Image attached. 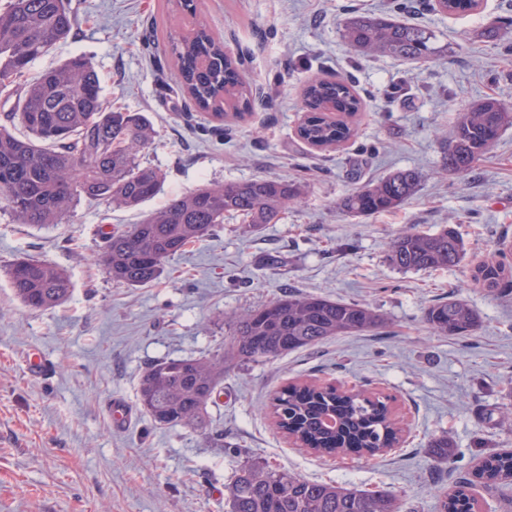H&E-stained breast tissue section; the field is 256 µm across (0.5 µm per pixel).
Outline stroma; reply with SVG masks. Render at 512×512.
<instances>
[{
  "mask_svg": "<svg viewBox=\"0 0 512 512\" xmlns=\"http://www.w3.org/2000/svg\"><path fill=\"white\" fill-rule=\"evenodd\" d=\"M398 0H70L67 39L36 60L29 76L75 55L90 57L103 98L145 113L154 138L145 152L164 175L138 210L80 204L68 223H14L0 208V512H224L234 472L266 462L306 479L363 491L387 490L412 512H435L439 489L471 478L482 457L512 450V285L475 288L469 260L512 242V126L468 173L442 167V146L461 112L494 97L512 108V0H480L451 16L416 0L402 20L435 31L443 53L418 64L350 54L346 13L395 9ZM204 23L240 59L253 108L216 123L176 86L164 47L170 33ZM343 79L363 99L356 136L319 151L297 135L303 88ZM419 171L415 196L388 213L354 218L337 204L397 169ZM256 177L300 182L305 200L286 219L251 231L235 220L186 248L144 287L112 281L96 255L108 234L138 223L171 195ZM452 225L467 260L402 273L387 260L402 230ZM47 260L70 273L63 303L32 310L6 276L17 258ZM321 294L365 305L385 319L375 332L250 363H227L207 405L224 431L211 447L187 427L154 425L138 405L145 368L166 358L228 347L236 313L283 295ZM473 306L472 335L439 336L423 321L433 303ZM46 359L29 375L30 354ZM333 384L390 396L405 432L381 458L354 452L319 457L293 445L265 412L289 383ZM128 401L131 423L111 425L107 405ZM447 435L455 460H435L429 441Z\"/></svg>",
  "mask_w": 512,
  "mask_h": 512,
  "instance_id": "stroma-1",
  "label": "stroma"
}]
</instances>
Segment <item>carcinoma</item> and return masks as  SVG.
Wrapping results in <instances>:
<instances>
[{"label":"carcinoma","instance_id":"1","mask_svg":"<svg viewBox=\"0 0 512 512\" xmlns=\"http://www.w3.org/2000/svg\"><path fill=\"white\" fill-rule=\"evenodd\" d=\"M479 0H436L449 15H465ZM75 18L64 0H10L0 10V94L16 97L12 114L27 131L15 135L0 126V204L17 224L37 227L63 224L82 202L136 209L161 190L159 170L143 161L152 140L150 120L141 112L106 109L100 81L84 56L68 58L21 84L29 65L48 54L71 33ZM347 49L367 57L386 56L405 62L430 59L436 34L418 23L383 15L351 13L343 22ZM174 58L177 79L194 107L224 119L225 106L241 118L251 104L249 83L239 62L223 42L199 23L188 36L172 37L166 46ZM306 113L298 135L320 150L337 149L357 134L354 118L362 99L343 80L315 78L303 90ZM512 124V111L486 98L460 113L454 136L444 151L445 168L470 171ZM420 175L398 169L360 187L340 202L353 217L391 211L413 196ZM302 185L257 177L208 184L172 196L167 203L125 230L106 237L99 261L113 280L132 287L157 281L164 264L211 234L226 218H240L255 230L277 224L290 208L301 205ZM465 256L462 239L443 225L432 233L408 228L390 242L388 261L402 272L458 266ZM14 296L33 310L52 308L72 291L67 271L34 258H21L7 269ZM471 279L493 292L512 280V266L498 257L471 267ZM424 322L442 336H466L478 327L479 314L468 303L448 298L429 306ZM384 324L376 310L315 294H288L247 309L232 321L227 353L166 359L141 376L139 402L159 426H183L200 432L214 445H224V431L212 429L206 408L224 380V362H252L311 348L337 336L375 332ZM274 424L295 443L320 454L347 450L376 456L395 447L401 430L388 398L364 391L341 392L332 385L292 384L270 402ZM437 458L450 460L447 438L430 441ZM478 478L487 484H512V450L484 457ZM462 483L437 496L438 512H473L474 503ZM227 512H409L402 500L384 491L363 492L302 478L269 466L242 467L235 475Z\"/></svg>","mask_w":512,"mask_h":512}]
</instances>
